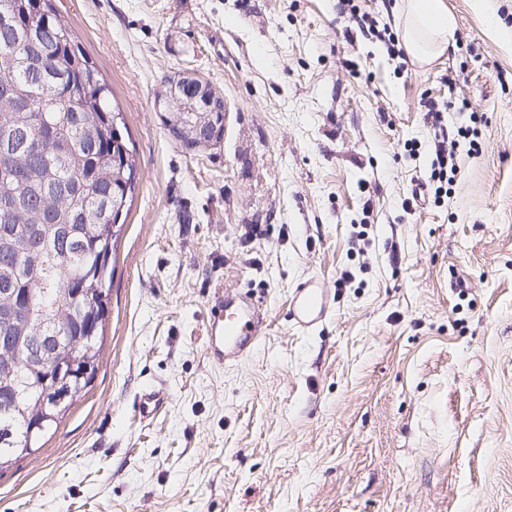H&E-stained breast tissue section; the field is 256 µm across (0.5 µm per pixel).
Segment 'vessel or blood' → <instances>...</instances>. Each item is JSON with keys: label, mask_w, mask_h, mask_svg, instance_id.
Returning a JSON list of instances; mask_svg holds the SVG:
<instances>
[{"label": "vessel or blood", "mask_w": 512, "mask_h": 512, "mask_svg": "<svg viewBox=\"0 0 512 512\" xmlns=\"http://www.w3.org/2000/svg\"><path fill=\"white\" fill-rule=\"evenodd\" d=\"M329 296L319 279L299 283L292 291L288 307L289 321L307 332L326 318ZM266 316L262 297L246 299L237 306L234 299L219 295L211 308L207 327V347L210 357L220 364L243 361L255 347L257 329ZM168 395L161 389H148L141 393L135 408L139 421L153 419L166 405Z\"/></svg>", "instance_id": "obj_1"}]
</instances>
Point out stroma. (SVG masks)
<instances>
[{"mask_svg": "<svg viewBox=\"0 0 512 512\" xmlns=\"http://www.w3.org/2000/svg\"><path fill=\"white\" fill-rule=\"evenodd\" d=\"M444 3L454 45L422 64L336 0H52L138 170L99 369L0 472V512H512V0ZM184 70L228 108L199 151L157 109ZM429 100L482 149L460 144L451 195L409 215ZM312 276L331 303L303 333L289 291ZM237 290L269 316L224 366L205 325ZM150 387L169 402L142 423ZM355 2V0H339L337 1V7L341 13H349L350 16L358 23L362 32L375 34L378 38L384 40V42L388 45V50L391 52L393 51L394 53L397 51L398 55H404L402 48H396L399 44L398 37H395L393 32H389L386 26L383 27V30H379L376 25L378 24L377 19L374 17H369L368 13H362L360 15V8Z\"/></svg>", "mask_w": 512, "mask_h": 512, "instance_id": "obj_1", "label": "stroma"}]
</instances>
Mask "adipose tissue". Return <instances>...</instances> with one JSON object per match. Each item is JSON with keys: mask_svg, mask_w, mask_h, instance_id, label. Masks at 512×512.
Returning <instances> with one entry per match:
<instances>
[{"mask_svg": "<svg viewBox=\"0 0 512 512\" xmlns=\"http://www.w3.org/2000/svg\"><path fill=\"white\" fill-rule=\"evenodd\" d=\"M402 14L403 37L410 55L423 60L450 48L455 20L443 0H405Z\"/></svg>", "mask_w": 512, "mask_h": 512, "instance_id": "adipose-tissue-1", "label": "adipose tissue"}]
</instances>
